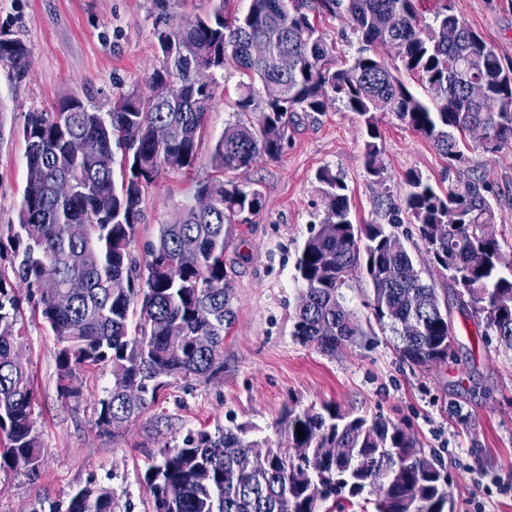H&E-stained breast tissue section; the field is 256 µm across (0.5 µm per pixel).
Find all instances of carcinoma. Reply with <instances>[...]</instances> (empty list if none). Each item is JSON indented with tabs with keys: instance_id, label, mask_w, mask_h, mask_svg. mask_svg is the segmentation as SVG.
Returning a JSON list of instances; mask_svg holds the SVG:
<instances>
[{
	"instance_id": "obj_1",
	"label": "carcinoma",
	"mask_w": 512,
	"mask_h": 512,
	"mask_svg": "<svg viewBox=\"0 0 512 512\" xmlns=\"http://www.w3.org/2000/svg\"><path fill=\"white\" fill-rule=\"evenodd\" d=\"M227 3L219 0L186 28L155 29L162 68L109 110L79 98L80 112L59 104L25 115L27 166L40 168L41 177L26 179L17 223L0 227V258L10 254V271L0 269V471L35 475L44 452L32 416L33 378L15 352L25 304L57 339L62 396L78 394L76 371L110 367L112 389L98 401L97 425L105 432L139 417L172 382L224 372V335L235 318L224 270L227 225L247 221L263 201L220 174L246 170L260 155L278 158L298 113L322 112L336 100L361 117L366 169L380 184L378 112L394 114L451 162L462 160L463 135L476 126L485 130V153L512 144V67L448 0L431 24L421 21L420 0H248L241 14L228 13ZM326 16L348 20L362 42L342 66L319 27ZM255 39L269 44L268 57L249 54ZM281 53L295 59L286 74L274 64ZM229 63L242 74L238 111L255 120L225 127L211 156L218 176L198 184L184 223L160 225L142 261L131 244L145 188L169 154L182 156L186 170L194 166ZM0 65L11 80L29 68L25 42L2 29ZM201 65L217 73L208 86L195 84ZM403 71L421 77L426 97L412 92ZM170 79L188 89L180 103L163 98ZM474 80L486 87L481 99L469 94ZM159 125L171 131L166 142L154 138ZM63 178L74 183L68 198L55 194ZM317 179L324 217L296 262L304 288L293 338L329 354L352 342L359 328L342 288L356 279L368 288L375 321L395 336L402 362L425 371L444 362V345L454 337L448 299L420 277H399L416 267L399 237L382 224L354 223L347 186L331 170H319ZM405 184L403 207L392 209L390 223L418 226L454 300L512 349V273L503 274L500 245L484 236L494 216L485 182L467 179L444 190L411 172ZM46 278L60 284L52 295L40 288ZM200 335L211 337L210 347L197 346ZM277 427L286 439L277 446L237 426L190 432L182 444L164 447L145 474L153 512H322L329 500L343 509L366 492L376 495L375 512H453L447 468L401 424L334 402L303 407L291 400ZM231 446L253 458L251 471L224 456ZM336 446L344 449L338 463L326 459ZM66 512H114L113 498L89 484L73 492Z\"/></svg>"
}]
</instances>
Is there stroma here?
<instances>
[{
	"label": "stroma",
	"mask_w": 512,
	"mask_h": 512,
	"mask_svg": "<svg viewBox=\"0 0 512 512\" xmlns=\"http://www.w3.org/2000/svg\"><path fill=\"white\" fill-rule=\"evenodd\" d=\"M451 5L512 66V0ZM214 6L215 0H0V28L17 32L30 51L24 79L8 80L0 68V226L16 223L26 183V113L52 111L70 93L109 109L119 94L143 88L161 67L157 26L192 22ZM239 79L236 67L227 65L194 167L162 169L145 190L135 254L155 239L160 225L185 211L199 182L214 176L212 146L237 118ZM377 120L385 184L366 171L358 115L336 101L289 125L277 159L261 156L248 170L231 174V181L261 193L263 208L230 227L224 267L235 319L224 338L219 377L175 383L139 418L100 433L97 402L112 387L110 369L77 372L72 384L79 397L61 398L56 340L40 314L25 308L17 324L20 352L34 380L33 414L44 454L37 478L0 471V512H65L72 493L88 484L111 492L115 512H152L144 475L160 449L181 444L192 431L241 423L252 436L278 441L276 421L293 399L333 401L408 424L425 453H438L445 462L456 512H512V350L485 335L483 322L452 305L454 355L419 371L401 362L392 333L374 321L365 290L354 281L343 291L361 328L353 343L329 355L292 336L302 288L295 266L323 217L316 179L323 167L347 185L360 224H389L390 207L406 194L408 172L442 187L485 178L494 198L485 230L512 265V144L492 157L472 139L463 162L451 163L392 113H378ZM390 226L412 252L422 279L447 296L448 280L430 263L415 224Z\"/></svg>",
	"instance_id": "obj_1"
}]
</instances>
